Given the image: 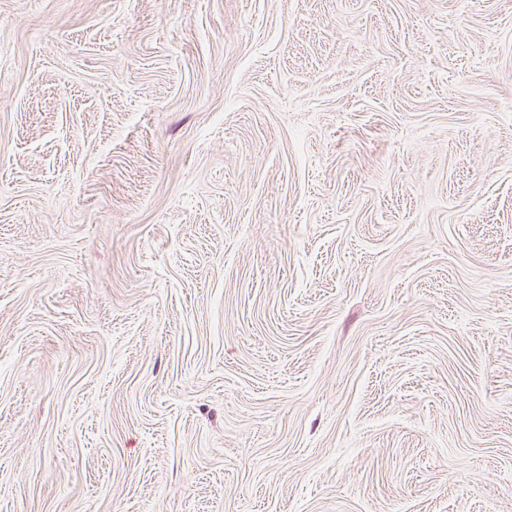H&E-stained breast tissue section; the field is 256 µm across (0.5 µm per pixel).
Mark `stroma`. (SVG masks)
Instances as JSON below:
<instances>
[{"mask_svg":"<svg viewBox=\"0 0 512 512\" xmlns=\"http://www.w3.org/2000/svg\"><path fill=\"white\" fill-rule=\"evenodd\" d=\"M0 512H512V0H0Z\"/></svg>","mask_w":512,"mask_h":512,"instance_id":"stroma-1","label":"stroma"}]
</instances>
